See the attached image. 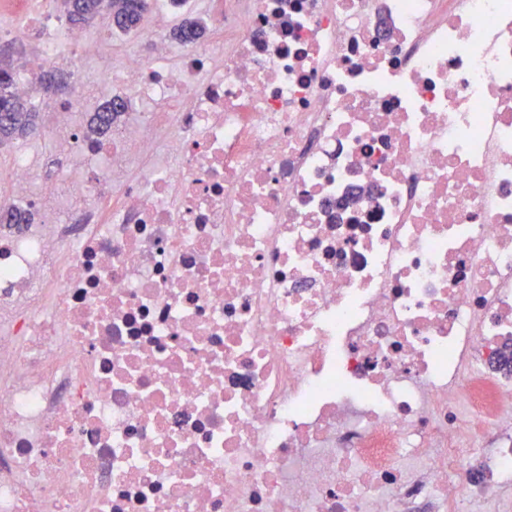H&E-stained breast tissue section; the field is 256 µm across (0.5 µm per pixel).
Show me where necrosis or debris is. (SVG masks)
<instances>
[{"mask_svg": "<svg viewBox=\"0 0 512 512\" xmlns=\"http://www.w3.org/2000/svg\"><path fill=\"white\" fill-rule=\"evenodd\" d=\"M15 9L0 512H512V0H150L117 68ZM15 45L14 42H4L3 46L0 44V114L2 112L9 114V119L6 122H1L0 119V148L3 146L0 149V170L8 167L14 152L18 149L26 148L35 156L42 153H53L55 150L53 139L45 134L46 114L37 106L35 99L33 100L35 103L32 102L38 112L27 98L20 97L14 90L15 61L16 56L21 54L18 50L13 53L12 49L15 48ZM2 47L11 52L3 54ZM37 130L38 132L35 133ZM24 137L27 138L12 142ZM36 79L44 91L49 95L53 93L55 96L62 97L68 96L70 94V91L64 87H55L59 85L67 86L70 88L71 95L68 99H70L75 94L74 84L70 80L71 73H68L55 65H45L37 74ZM51 87L54 88H52L50 91ZM125 111L123 101L110 99L100 105L95 112L92 113L87 122L86 132L89 135H103L112 129L122 112Z\"/></svg>", "mask_w": 512, "mask_h": 512, "instance_id": "necrosis-or-debris-1", "label": "necrosis or debris"}]
</instances>
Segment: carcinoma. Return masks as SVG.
<instances>
[{
  "mask_svg": "<svg viewBox=\"0 0 512 512\" xmlns=\"http://www.w3.org/2000/svg\"><path fill=\"white\" fill-rule=\"evenodd\" d=\"M148 0H60V11L66 22L72 27H92L100 17L109 19L112 27L125 35H132L140 29L148 10ZM205 30V25L198 19H187L173 31V37L181 42L197 41ZM15 43L6 42L3 47L10 50L5 54L0 51V113L9 114V119L0 121V147L18 138L34 134L38 130L39 113L30 101L16 94L14 90L15 61L20 52H11ZM45 92L63 85L75 90L71 74L55 65H46L37 74ZM125 104L110 99L92 113L87 122V133L103 135L112 129Z\"/></svg>",
  "mask_w": 512,
  "mask_h": 512,
  "instance_id": "carcinoma-1",
  "label": "carcinoma"
}]
</instances>
